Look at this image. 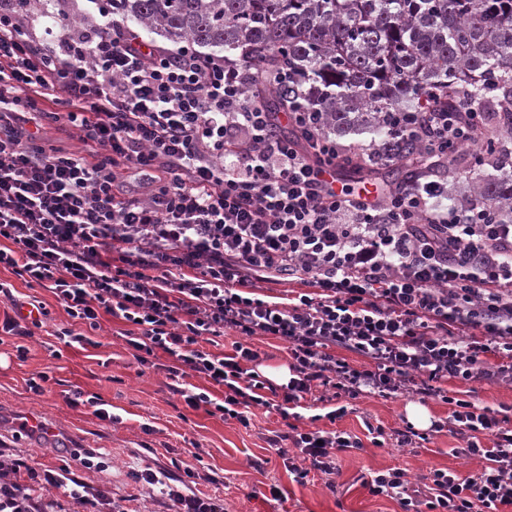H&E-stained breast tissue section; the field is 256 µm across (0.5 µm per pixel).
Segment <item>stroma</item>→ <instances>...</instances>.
<instances>
[{
  "instance_id": "obj_1",
  "label": "stroma",
  "mask_w": 512,
  "mask_h": 512,
  "mask_svg": "<svg viewBox=\"0 0 512 512\" xmlns=\"http://www.w3.org/2000/svg\"><path fill=\"white\" fill-rule=\"evenodd\" d=\"M67 14L80 21L78 35L94 32L111 12V0H29L27 12ZM0 280L13 284L22 301L44 302L49 317L31 338L0 337V454L23 459L29 465L54 467L74 451L99 452L102 470L91 473L95 485L122 500L127 512H158L151 492L134 482L131 470L148 464L169 465L181 459L195 463L203 479L196 489L223 498L226 512H402L394 499L372 496L364 477L393 468L402 469L414 487H422L430 470L448 468L474 473L475 460L459 454L462 440L442 433L420 448L376 447L366 442L359 450L339 454L333 479L311 472L306 483L295 481L276 449L266 442L279 429L277 414L254 409L250 427L189 408L167 390L160 368L140 366L119 332L121 321L103 316L93 344L65 346L56 330L71 320L53 293L27 287L9 270ZM25 345V359H17V345ZM47 374L45 392L37 396L26 388L27 379ZM100 399L120 423L97 418L88 407H71L72 390ZM449 396L466 399L512 417V382L449 380ZM408 397L379 396L347 401L346 415L336 422L320 420L323 429L336 428L358 436L365 422L384 428L402 426ZM36 416L56 428L54 435H32L19 429L21 420ZM281 496L273 498L271 486Z\"/></svg>"
}]
</instances>
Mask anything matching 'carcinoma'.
I'll return each mask as SVG.
<instances>
[{"label":"carcinoma","mask_w":512,"mask_h":512,"mask_svg":"<svg viewBox=\"0 0 512 512\" xmlns=\"http://www.w3.org/2000/svg\"><path fill=\"white\" fill-rule=\"evenodd\" d=\"M124 20L173 42L221 48L244 67H288L262 98L270 112L300 103L325 113L341 139L387 140L385 117L464 100L512 121V0H112ZM419 143L399 146L397 187L422 172ZM472 170L467 202L512 224V162Z\"/></svg>","instance_id":"cac0c4a2"}]
</instances>
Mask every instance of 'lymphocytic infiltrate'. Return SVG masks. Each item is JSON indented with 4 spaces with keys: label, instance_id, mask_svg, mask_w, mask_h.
I'll return each mask as SVG.
<instances>
[{
    "label": "lymphocytic infiltrate",
    "instance_id": "1",
    "mask_svg": "<svg viewBox=\"0 0 512 512\" xmlns=\"http://www.w3.org/2000/svg\"><path fill=\"white\" fill-rule=\"evenodd\" d=\"M24 21L17 0H0V267L51 290L73 322L58 333L65 345L89 343L102 315L123 321L140 365L171 358V390L189 408L245 427L255 408L288 421L267 443L298 450L303 464L283 463L300 483L313 470L336 474L339 453L363 446L347 431L299 429L303 400L333 423L346 398H439L451 378L512 380V224L483 205L442 206L435 178L466 146L484 163L493 145L512 155L491 114L463 102L409 112L391 121L388 143L356 153L327 134L321 113L266 111L262 86L287 81V69L248 83L224 56L152 45L111 18L93 37L74 36L78 22L65 16L24 37ZM60 97L89 158L45 149L24 127L21 101ZM408 136L423 146L426 176L385 197L337 187L348 166L393 162L391 141ZM129 169L151 172L147 196L119 192ZM270 280L308 290L288 303L252 296ZM230 334L232 353L207 351ZM256 336L286 344L287 383L256 371ZM191 375L205 387L182 386ZM450 404L431 431L463 440L479 470H433L422 495L394 468L365 480L371 495L403 512L512 506V419ZM95 467L77 453L40 470L1 459L0 512H53L50 488L86 512H126L84 479ZM183 473L175 481L148 465L132 478L172 512H224L223 499L193 490L195 468Z\"/></svg>",
    "mask_w": 512,
    "mask_h": 512
}]
</instances>
